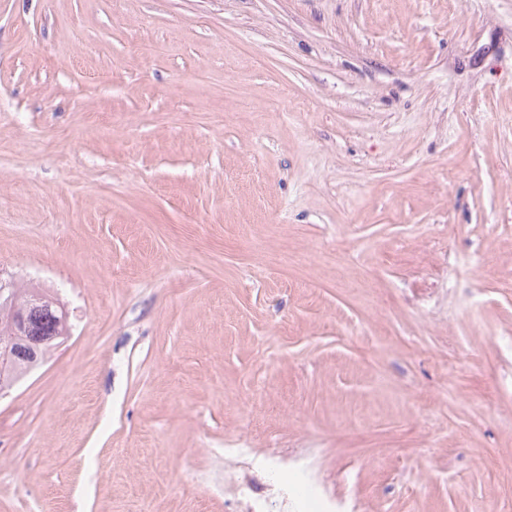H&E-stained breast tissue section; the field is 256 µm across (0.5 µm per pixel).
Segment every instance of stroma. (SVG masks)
Here are the masks:
<instances>
[{
	"label": "stroma",
	"instance_id": "stroma-1",
	"mask_svg": "<svg viewBox=\"0 0 512 512\" xmlns=\"http://www.w3.org/2000/svg\"><path fill=\"white\" fill-rule=\"evenodd\" d=\"M0 512H512V0H0ZM14 283L0 277V307L5 310V316L0 321L1 345L3 335L23 336L24 343L29 338L24 336H58L62 337L67 329V313L57 301L45 295L32 292L24 305H17L14 297ZM46 311L54 314L51 329L44 328L40 315ZM56 337L51 338H44L41 341H30L31 342V348L29 350V361L25 362V365L27 368L25 369V374L29 373L32 369H34L40 362H42L47 350L49 349V344L55 339ZM4 360V361H3ZM24 365V366H25ZM18 364L14 362L13 359H8V348L5 350V354L0 356V369H1V386H0V393L3 392L5 387H9L10 384L14 381L10 378L5 379L6 374L11 375L14 371L19 370L21 367Z\"/></svg>",
	"mask_w": 512,
	"mask_h": 512
}]
</instances>
